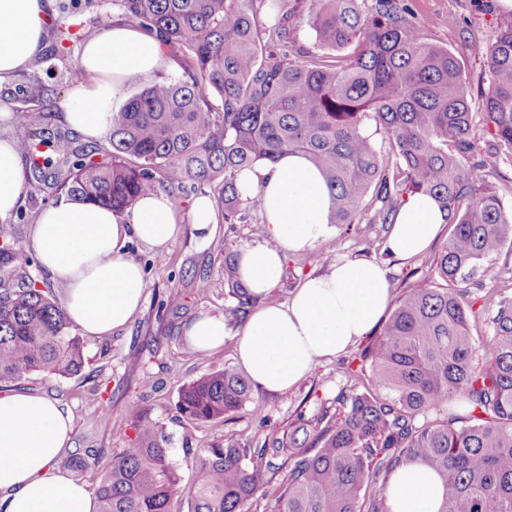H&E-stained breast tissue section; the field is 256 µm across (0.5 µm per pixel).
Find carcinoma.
<instances>
[{
	"label": "carcinoma",
	"instance_id": "cac0c4a2",
	"mask_svg": "<svg viewBox=\"0 0 512 512\" xmlns=\"http://www.w3.org/2000/svg\"><path fill=\"white\" fill-rule=\"evenodd\" d=\"M249 0H113L122 18L144 28L185 61L183 73L156 80L112 111L108 158L94 160L65 133L55 161L41 164L37 135L17 140L29 167L71 198L116 214L166 187L219 183L224 223L244 219L236 176L258 160L301 152L322 172L331 196L330 223H360L373 193L375 220L391 224L403 194L433 197L455 226L443 253L424 260L433 277L410 286L381 334L360 354L381 392L336 397V413L317 425L298 419L288 436L251 438L202 448L188 489L169 460V436L137 415V442L112 458L96 489L97 512H243L264 473L286 467L281 512H390L386 493L366 496L381 475L420 463L446 486L438 512H512V294H491L494 336L475 362L465 293L443 287L475 274L512 242V211L485 183L483 170L512 164V21L494 40H467L460 51L425 43L396 0H311L307 22L319 43L350 50L334 67L293 48L295 8L273 28L275 48L256 43L260 27ZM490 62L484 107L493 143L472 136L473 112L459 57ZM372 114L392 150L386 167L362 127ZM23 261L19 241L0 230V275ZM224 279L250 303L225 261ZM31 275L0 291V383L34 373L58 377L84 368L83 345L52 294ZM247 377L225 366L184 384L177 412L210 422L249 397ZM454 399L466 404L443 421L428 411ZM293 449L283 463L273 459Z\"/></svg>",
	"mask_w": 512,
	"mask_h": 512
}]
</instances>
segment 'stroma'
<instances>
[{"label":"stroma","mask_w":512,"mask_h":512,"mask_svg":"<svg viewBox=\"0 0 512 512\" xmlns=\"http://www.w3.org/2000/svg\"><path fill=\"white\" fill-rule=\"evenodd\" d=\"M59 8L52 23L70 38L58 41L49 34L41 49L39 67L19 72L7 87L0 88V113L13 111L12 93L17 85L39 86L54 93L52 106L29 102L31 128L42 140L63 128L62 113L70 87L64 77L66 66L76 65L84 40L96 34L108 21L121 15L112 0H57ZM409 10V19L424 41L458 50L464 40L475 38L490 42L504 21L512 19V9L501 7L499 0H401ZM463 81L470 94L473 133L479 141L491 138L481 92L488 89L491 72L482 56L465 55L460 59ZM209 187L186 188L170 192L182 231L176 240L163 248H153L134 241L127 248V258L138 263L144 273V301L127 325L112 335L83 337L85 366L78 375L50 378L42 374L0 386V392L30 390L59 400L73 417L71 447L65 458L95 456L96 463L79 473L80 482L96 490L108 470L113 455L136 443L135 411H142L163 425L170 437V459L183 486H191L196 477L193 449L216 443L251 437L256 441L286 435L298 417L316 419L322 412H335L336 397L354 390H376L370 372L364 371L348 348L335 357L320 361L288 393L251 389L247 402L224 419L193 423L182 419L175 405L179 388L200 376L226 365H237L236 341L228 339L223 349L209 358L189 353L183 328L204 314L224 315L232 328L244 320L235 313L237 304L224 284V258L241 247L260 243L265 227L258 199L245 201L248 219L242 224L217 222L209 238H202L190 221L189 210L196 194H209ZM53 201L32 183H25L22 203L17 213L0 230L26 241L39 212ZM373 209H365L362 223L338 226L334 237L317 244L312 250L289 256L281 281L269 293L273 303L288 301L304 278L324 271L322 255L333 258H356L377 262L386 269L392 300H399L414 280L428 274L420 257H391L384 250L386 225L373 220ZM207 279V291H199L200 279ZM458 289L468 291L474 317L470 329L475 338L474 358L484 361L493 336L482 297L489 289L512 293V246H504L485 260L483 269L469 279L458 282ZM177 295L180 305L168 307L170 295Z\"/></svg>","instance_id":"stroma-1"}]
</instances>
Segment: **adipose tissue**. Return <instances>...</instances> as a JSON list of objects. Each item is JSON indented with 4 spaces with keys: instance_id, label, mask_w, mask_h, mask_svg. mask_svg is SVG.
Returning <instances> with one entry per match:
<instances>
[{
    "instance_id": "1",
    "label": "adipose tissue",
    "mask_w": 512,
    "mask_h": 512,
    "mask_svg": "<svg viewBox=\"0 0 512 512\" xmlns=\"http://www.w3.org/2000/svg\"><path fill=\"white\" fill-rule=\"evenodd\" d=\"M53 7L54 0H0V84L32 66ZM167 64L159 42L142 28L104 24L81 49L80 78L68 93L63 122L85 139L102 140L127 83ZM237 186L243 197L258 198L266 229L264 242L237 255L238 277L260 303L239 332L223 315L203 314L184 334L201 354L221 350L238 334L237 357L250 382L285 393L320 359L345 351L379 322L390 298L387 272L372 261L338 259L306 278L287 303L264 302L289 255L335 236L330 193L320 170L300 154L253 164L239 172ZM22 187L16 142L0 135V222L16 212ZM444 222L434 198L413 195L390 225L386 247L399 257L424 253ZM180 232L173 202L160 193L140 198L124 215L68 199L40 212L25 250L61 286L72 324L100 337L125 326L142 305L143 273L127 259L128 243L162 248ZM71 433L70 414L57 400L32 392L0 396V512H97L87 486L57 466ZM386 494L391 512H438L445 488L430 470L408 464L393 473Z\"/></svg>"
}]
</instances>
